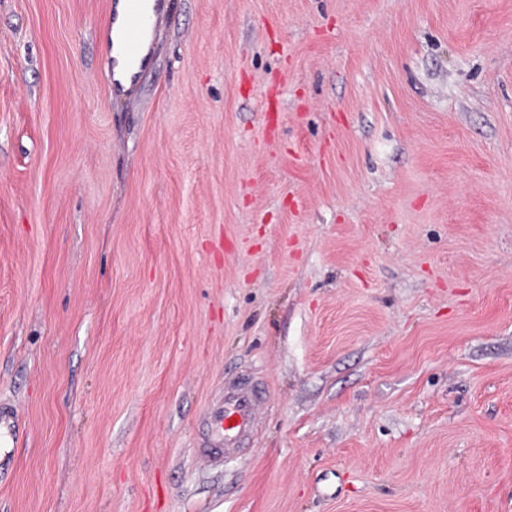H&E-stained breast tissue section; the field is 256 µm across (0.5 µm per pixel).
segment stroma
Instances as JSON below:
<instances>
[{"mask_svg": "<svg viewBox=\"0 0 512 512\" xmlns=\"http://www.w3.org/2000/svg\"><path fill=\"white\" fill-rule=\"evenodd\" d=\"M114 14L0 0V512H512V0ZM147 0H124L125 8L123 12V3L118 2L117 20L115 17V27L121 23L112 37V52L122 56L130 64L131 69L139 62L140 65L136 71H130L126 84H133L147 55H144V48L153 29L152 18L146 8ZM123 13V16H122ZM266 393L246 375L224 384V399L211 409L209 456L238 451L250 441L257 426L259 404ZM24 429L14 412L6 407L0 406V442L4 444H13L18 442Z\"/></svg>", "mask_w": 512, "mask_h": 512, "instance_id": "stroma-1", "label": "stroma"}]
</instances>
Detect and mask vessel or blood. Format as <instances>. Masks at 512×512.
Listing matches in <instances>:
<instances>
[{
	"mask_svg": "<svg viewBox=\"0 0 512 512\" xmlns=\"http://www.w3.org/2000/svg\"><path fill=\"white\" fill-rule=\"evenodd\" d=\"M147 0H124L121 23L112 37V50L129 64L145 62L144 48L153 29L146 8ZM265 394L246 375L225 383L224 398L212 408L208 418L210 446L208 455L217 456L244 448L257 426V411ZM24 429L14 412L0 406V442H18Z\"/></svg>",
	"mask_w": 512,
	"mask_h": 512,
	"instance_id": "obj_1",
	"label": "vessel or blood"
}]
</instances>
